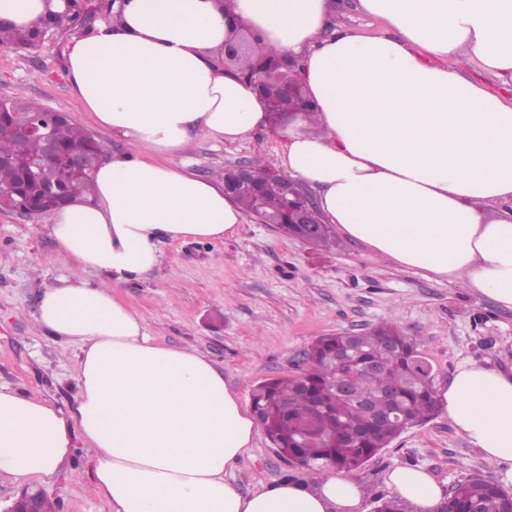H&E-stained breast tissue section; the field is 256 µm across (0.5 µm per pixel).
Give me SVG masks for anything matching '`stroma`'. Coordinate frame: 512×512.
Here are the masks:
<instances>
[{"mask_svg": "<svg viewBox=\"0 0 512 512\" xmlns=\"http://www.w3.org/2000/svg\"><path fill=\"white\" fill-rule=\"evenodd\" d=\"M82 2L81 20L46 28L34 46H0V100L28 98L66 113L106 153L115 154L124 151L123 142L97 130L67 79L70 42L104 20L109 0ZM279 148L271 133L224 145L199 136L181 158L200 176L216 177L242 159L275 165ZM46 222L43 216L0 210V384L67 407L78 394L80 350L34 325L45 285L64 276L68 266ZM159 249L158 269L125 285L121 295L146 317L159 343L207 356L243 403H250L253 388L265 380L301 373L303 353L319 336L362 332L389 318L416 338L435 386L447 385L465 360L512 372L511 309L374 258L357 243L343 239L336 249L319 251L249 214L234 236L164 241ZM91 456L79 449L74 461L60 467L53 484L56 512H71L73 503L94 496ZM397 468L425 470L446 492L475 475L498 478L444 411L379 450L354 478L386 495L387 476ZM289 474L309 483L320 477L279 457L260 432L232 479L248 495Z\"/></svg>", "mask_w": 512, "mask_h": 512, "instance_id": "obj_1", "label": "stroma"}]
</instances>
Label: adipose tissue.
<instances>
[{
    "mask_svg": "<svg viewBox=\"0 0 512 512\" xmlns=\"http://www.w3.org/2000/svg\"><path fill=\"white\" fill-rule=\"evenodd\" d=\"M64 0H0V20L31 29ZM390 33L362 37L337 0H116L73 39L67 76L124 153L93 173L90 195L48 217L70 265L34 320L80 346L73 407L0 385V476L50 486L92 449L94 497L77 512H363L361 486L333 471L242 494L228 478L255 423L201 353L156 342L118 295L160 263L162 239L221 240L245 220L224 183L178 162L193 137L242 141L275 129L276 166L308 187L325 223L371 255L512 309V100L464 77L456 56L512 81V0H356ZM294 60L312 111L272 125L253 82L225 67L226 18ZM103 275L90 285L85 275ZM437 399L454 429L512 486V374L466 360ZM387 484L417 512L440 485L422 469Z\"/></svg>",
    "mask_w": 512,
    "mask_h": 512,
    "instance_id": "obj_1",
    "label": "adipose tissue"
}]
</instances>
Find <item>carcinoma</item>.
Masks as SVG:
<instances>
[{"mask_svg":"<svg viewBox=\"0 0 512 512\" xmlns=\"http://www.w3.org/2000/svg\"><path fill=\"white\" fill-rule=\"evenodd\" d=\"M37 31L0 24V45H30ZM9 113L52 123L54 139L62 150H101V144L69 119H52V110L26 99L4 102ZM37 138L17 140L8 130L0 133V155L16 163L0 167V202L15 199L49 214L61 203L92 191L91 175L73 173L46 192L30 176L25 163L42 155ZM317 247L336 244L335 231L319 225L312 241ZM307 368L288 378H272L252 391L256 422L277 453L303 469L353 473L406 430L436 415L432 368L423 369L425 358L416 340L392 321H383L362 336L336 333L321 336L311 345ZM312 416L310 431L299 428V419ZM374 512H407L403 504L382 494L372 496ZM508 493L472 476L453 488L440 512H501Z\"/></svg>","mask_w":512,"mask_h":512,"instance_id":"cac0c4a2","label":"carcinoma"}]
</instances>
